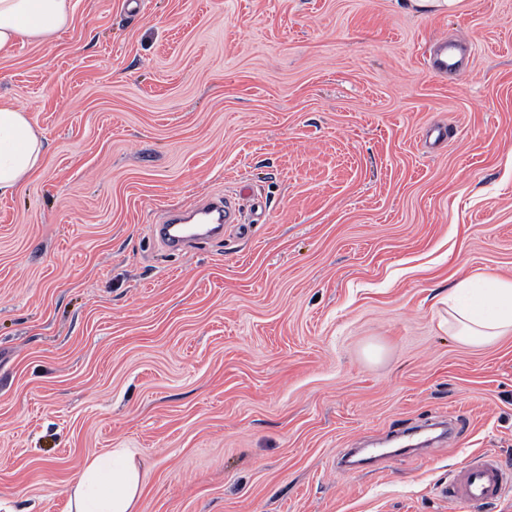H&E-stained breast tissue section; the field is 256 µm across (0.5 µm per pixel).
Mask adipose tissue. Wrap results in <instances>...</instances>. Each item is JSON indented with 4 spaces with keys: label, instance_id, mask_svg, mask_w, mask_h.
I'll return each mask as SVG.
<instances>
[{
    "label": "adipose tissue",
    "instance_id": "ef3b65f1",
    "mask_svg": "<svg viewBox=\"0 0 512 512\" xmlns=\"http://www.w3.org/2000/svg\"><path fill=\"white\" fill-rule=\"evenodd\" d=\"M75 0H0V54L23 41L51 43L73 20ZM43 136L26 109L0 99V197L40 170ZM441 324L459 342L486 346L512 334V278L474 275L449 289ZM145 474L135 453L114 448L85 461L68 489L69 512H136Z\"/></svg>",
    "mask_w": 512,
    "mask_h": 512
}]
</instances>
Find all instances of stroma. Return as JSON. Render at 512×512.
Returning a JSON list of instances; mask_svg holds the SVG:
<instances>
[{
	"instance_id": "obj_1",
	"label": "stroma",
	"mask_w": 512,
	"mask_h": 512,
	"mask_svg": "<svg viewBox=\"0 0 512 512\" xmlns=\"http://www.w3.org/2000/svg\"><path fill=\"white\" fill-rule=\"evenodd\" d=\"M0 95L45 145L0 198L16 512L111 448L139 512H467L458 468L512 464V335L438 326L459 276L512 278V0H77ZM226 194L223 241L150 237Z\"/></svg>"
}]
</instances>
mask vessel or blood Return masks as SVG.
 Listing matches in <instances>:
<instances>
[{"mask_svg":"<svg viewBox=\"0 0 512 512\" xmlns=\"http://www.w3.org/2000/svg\"><path fill=\"white\" fill-rule=\"evenodd\" d=\"M236 220L233 201L222 195L212 196L186 209L166 210L161 221L152 225L151 234L165 250L177 252L222 239L225 225ZM511 486L512 470L484 453L469 458L445 495L475 512L476 508L500 499Z\"/></svg>","mask_w":512,"mask_h":512,"instance_id":"b4317fda","label":"vessel or blood"}]
</instances>
